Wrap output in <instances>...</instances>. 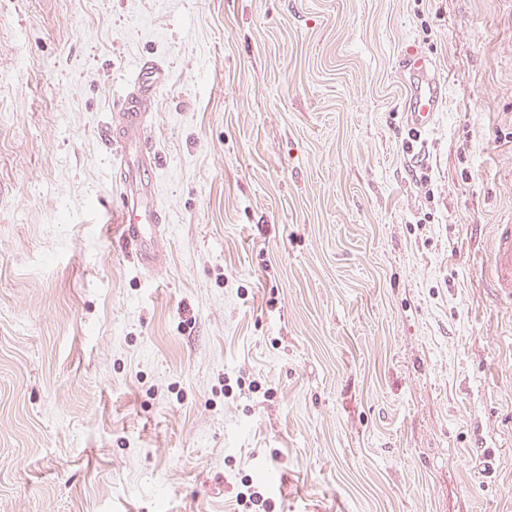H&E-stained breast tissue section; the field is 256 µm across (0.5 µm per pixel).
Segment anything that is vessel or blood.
<instances>
[{
  "label": "vessel or blood",
  "mask_w": 512,
  "mask_h": 512,
  "mask_svg": "<svg viewBox=\"0 0 512 512\" xmlns=\"http://www.w3.org/2000/svg\"><path fill=\"white\" fill-rule=\"evenodd\" d=\"M401 63L410 76L405 100L407 123L417 131H426L444 108L445 83L432 60L417 46L404 49ZM166 80L161 63L150 57L142 59L111 120L101 128V137L115 161L117 228L125 248L149 272L164 263L167 218L155 179L158 157L150 141V115ZM484 273L499 304L512 309V223L492 225Z\"/></svg>",
  "instance_id": "vessel-or-blood-1"
}]
</instances>
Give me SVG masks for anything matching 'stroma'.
I'll return each mask as SVG.
<instances>
[{"instance_id": "1", "label": "stroma", "mask_w": 512, "mask_h": 512, "mask_svg": "<svg viewBox=\"0 0 512 512\" xmlns=\"http://www.w3.org/2000/svg\"><path fill=\"white\" fill-rule=\"evenodd\" d=\"M148 56L153 273L98 134ZM511 216L512 0H0V512H512ZM402 68L409 76L406 84V119L420 133L434 125L445 104V82L433 61L417 46H407L401 54ZM491 226L489 261L483 272L499 304L512 309V223Z\"/></svg>"}]
</instances>
